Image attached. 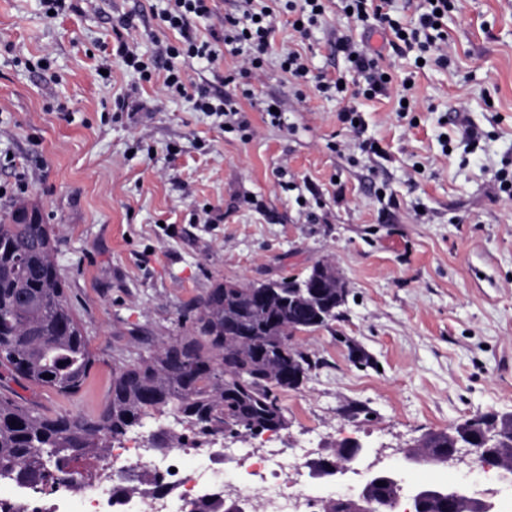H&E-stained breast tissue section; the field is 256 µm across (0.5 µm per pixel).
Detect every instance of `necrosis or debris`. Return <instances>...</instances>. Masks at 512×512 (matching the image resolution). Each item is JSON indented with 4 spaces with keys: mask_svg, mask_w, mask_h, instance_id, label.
<instances>
[{
    "mask_svg": "<svg viewBox=\"0 0 512 512\" xmlns=\"http://www.w3.org/2000/svg\"><path fill=\"white\" fill-rule=\"evenodd\" d=\"M229 454L216 446L206 454L189 448H126L112 451L106 480L61 486L36 502V512H199L212 497L237 501L243 512H322V498L302 481L306 464L295 453L243 458L236 483L224 481ZM159 481L162 492L143 494L139 485Z\"/></svg>",
    "mask_w": 512,
    "mask_h": 512,
    "instance_id": "obj_1",
    "label": "necrosis or debris"
}]
</instances>
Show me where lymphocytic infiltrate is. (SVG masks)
Instances as JSON below:
<instances>
[{
	"label": "lymphocytic infiltrate",
	"mask_w": 512,
	"mask_h": 512,
	"mask_svg": "<svg viewBox=\"0 0 512 512\" xmlns=\"http://www.w3.org/2000/svg\"><path fill=\"white\" fill-rule=\"evenodd\" d=\"M210 0H170V6L160 14L164 29L177 31V41H159L152 56H144L127 41H119L117 52L125 66L138 73L141 81L152 82L161 77L163 88L174 95H189L195 111L223 118L228 129L248 130L250 122L235 99L233 93L214 92L206 88L193 89L186 76V65L191 60L215 61L219 44L245 45L250 53L238 74L225 75L224 85L234 84L238 79H248L262 72L272 49L274 27L273 11L263 0H243L241 12L226 14L219 30L211 32L209 38L197 36L193 21L211 14ZM351 16L364 29L382 31L388 36L391 46H403L405 51L422 54L433 53L439 65H446L448 54V32L443 22L444 14L451 9L453 0H429L424 12L412 28L391 18V0H345ZM337 49L347 59L349 70L361 76L363 85L354 90L342 87L340 79L319 77L313 89L326 98L341 101V122L351 125L358 121V110L353 99H371L387 94L389 83L378 59L350 36L339 37Z\"/></svg>",
	"instance_id": "lymphocytic-infiltrate-1"
}]
</instances>
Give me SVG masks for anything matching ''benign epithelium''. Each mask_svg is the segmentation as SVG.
<instances>
[{
    "mask_svg": "<svg viewBox=\"0 0 512 512\" xmlns=\"http://www.w3.org/2000/svg\"><path fill=\"white\" fill-rule=\"evenodd\" d=\"M512 434V416L501 420L487 421L481 427V437L474 439L468 432L459 430V434H448L456 446L445 448L437 453V463L445 464L459 453L458 443H464L472 455V463L481 466H495L499 468V479L512 484V459L506 457L499 448L500 442ZM362 445L351 441L341 445L333 458H319L307 462L313 479L328 483L338 482L346 472V462L350 458L360 456ZM385 477L394 489H399V480L396 474L384 472L382 474L370 473L355 492L348 497H340L330 502L338 512H394L398 504V494L389 498H381L376 493L377 480ZM433 498H443L448 501L451 512H497L496 503L489 497L478 498L474 496L467 486L462 484L422 485L413 494V512H421L423 504Z\"/></svg>",
    "mask_w": 512,
    "mask_h": 512,
    "instance_id": "benign-epithelium-1",
    "label": "benign epithelium"
}]
</instances>
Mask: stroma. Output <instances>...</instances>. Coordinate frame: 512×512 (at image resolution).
Wrapping results in <instances>:
<instances>
[{"label":"stroma","mask_w":512,"mask_h":512,"mask_svg":"<svg viewBox=\"0 0 512 512\" xmlns=\"http://www.w3.org/2000/svg\"><path fill=\"white\" fill-rule=\"evenodd\" d=\"M166 5L72 0L52 19L41 0H0V215L24 200L52 225L96 357L75 396L7 376L0 392L50 415L99 413L114 359L176 336L180 312L216 282L300 278L330 261L346 301L336 321L291 339L315 366L280 394L287 429L229 437L225 447L331 457L356 440L366 450L358 471L335 486L311 481L312 493L343 497L368 471H392L401 478L395 512L430 481L467 484L512 512V485L486 486L469 456L433 476L405 457L425 434L512 414V196L495 180L512 173V0H460L448 14L444 67L416 68L413 54L370 35L392 85L357 99V139L336 101L299 94L278 62L294 49L310 76L355 81L336 39L362 28L340 0L304 40L275 9L265 70L253 96L238 100L246 137L124 66L113 25L134 15L128 39L151 54L163 35L152 15ZM245 55L224 46L216 63L187 70L220 91ZM120 95L129 110L118 116ZM402 95L411 111L399 112ZM268 100L283 125L265 123ZM460 101L477 141L452 122Z\"/></svg>","instance_id":"35a3bbf8"}]
</instances>
